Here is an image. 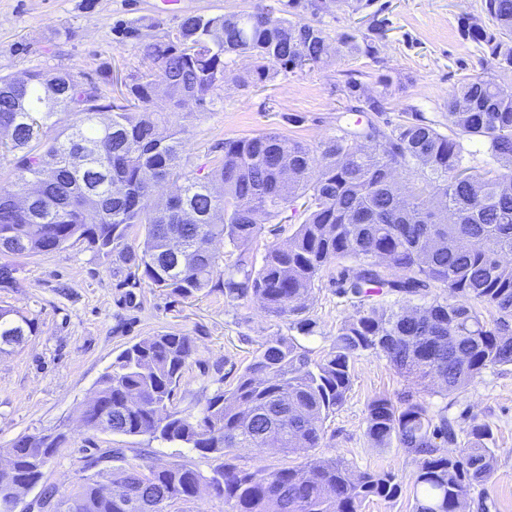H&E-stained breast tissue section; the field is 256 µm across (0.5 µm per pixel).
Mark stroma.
<instances>
[{"label":"stroma","instance_id":"obj_1","mask_svg":"<svg viewBox=\"0 0 512 512\" xmlns=\"http://www.w3.org/2000/svg\"><path fill=\"white\" fill-rule=\"evenodd\" d=\"M253 0H180L176 10L161 0H0V75L34 69H65L112 93V80L131 82L146 64L138 42L118 34V26L148 31L154 38L188 15L251 10ZM480 0H369L357 9L299 10L295 19L322 27L330 37L344 33L376 39V57L340 53L314 68L279 72L258 84H242L251 59L229 63L219 99L206 110L189 105L171 120L184 129L191 168L214 167L228 138L270 130L308 143L334 134L350 101L345 81L355 77L381 92L383 75L402 88L389 98L385 119L399 122L409 107L443 119L449 91L463 78L483 73L482 55L458 31L462 14L478 12ZM15 288H0V306L34 318L37 330L20 346L0 353V448L23 435L65 434L47 471L57 497L84 477L83 458L96 449L119 448L129 465L149 459L158 467L182 464L209 473L214 461L177 445L91 431L79 420L100 375L127 346L159 331L191 336L197 353L175 391L174 404L195 409L217 390L235 386L261 342L289 335V323L266 316L257 303L225 298L221 277L196 296L180 298L141 281L125 283L112 261L76 243L49 254L16 259ZM314 322L298 342L312 357L326 355L341 324L358 310L339 295L330 277L316 283L308 301ZM380 354H366L354 366L343 405L325 421L315 454L339 458L355 472H393L400 485L390 500H368L362 512H412L418 466L401 448H378L366 435L369 402L414 388ZM431 410L447 408L460 428L475 421L493 431L497 462L490 480L475 487L467 512H512V365L485 370L459 395L426 396ZM235 464L255 470L301 467L305 458L276 449L237 448Z\"/></svg>","mask_w":512,"mask_h":512}]
</instances>
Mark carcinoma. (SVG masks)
<instances>
[{"mask_svg": "<svg viewBox=\"0 0 512 512\" xmlns=\"http://www.w3.org/2000/svg\"><path fill=\"white\" fill-rule=\"evenodd\" d=\"M350 6L349 0H288V13ZM275 7L190 15L161 41L139 49L149 68L117 97L63 70L0 75V157L11 177L0 180V257L58 251L83 242L158 288L193 297L213 282L221 257L213 242L236 251L224 274V296L254 299L270 317L303 334L308 297L333 266L338 292L359 299L325 357L314 359L292 336L261 344L229 391H216L195 411L173 405L175 389L195 355L191 337L146 336L121 351L81 410L94 431L179 443L211 455L209 474L185 465L147 463L109 469L112 485L130 495L112 502L87 476L70 497L55 499L46 470L58 448L38 457L42 442L17 438L4 452L21 481L42 485L54 512H170L196 484L210 486L227 512H361L371 498L398 493L394 473L351 471L336 458L311 454L324 422L345 401L355 361L384 354L423 390L463 393L485 370L512 365V0H482L462 18V37L495 62L493 71L448 93V133L409 109L401 123L381 119L383 101L400 89L386 76L377 96L356 79L347 97L356 119L313 145L280 132L224 140V156L207 173L188 168L183 129L151 110L162 92L171 111L215 104L227 64L257 65L242 83L263 82L278 69L323 63L330 37L320 26L274 16ZM336 43L373 57L375 41L344 33ZM467 142L488 157L471 164ZM84 151L90 165L70 156ZM299 220L288 239L266 247L255 266L252 247L264 224L286 213ZM143 231L140 246L132 237ZM439 289L446 297L410 307ZM395 295L390 304L381 297ZM496 311L486 319L484 310ZM35 323L0 308V351L21 344ZM366 434L375 446L402 448L418 461L414 512H466L471 489L495 466L491 428L474 422L458 441L447 408L436 412L412 393L368 404ZM452 446L443 452L437 439ZM275 444L303 453L300 469L250 472L227 459L234 448Z\"/></svg>", "mask_w": 512, "mask_h": 512, "instance_id": "obj_1", "label": "carcinoma"}]
</instances>
